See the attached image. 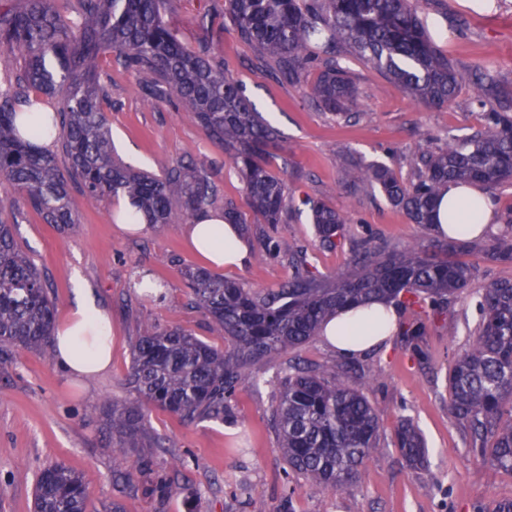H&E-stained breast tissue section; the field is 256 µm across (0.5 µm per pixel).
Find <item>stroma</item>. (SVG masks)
Wrapping results in <instances>:
<instances>
[{
  "instance_id": "obj_1",
  "label": "stroma",
  "mask_w": 512,
  "mask_h": 512,
  "mask_svg": "<svg viewBox=\"0 0 512 512\" xmlns=\"http://www.w3.org/2000/svg\"><path fill=\"white\" fill-rule=\"evenodd\" d=\"M421 15L436 48L463 77L455 100L443 107L426 105L347 53L339 62L355 81L358 106L355 119L340 124L307 102L300 87L281 82L259 62L225 15L224 0H170L165 7L163 19L178 40L190 48L209 42L212 56L279 128L288 150L273 152L268 166L287 178L299 205L279 231L289 244L306 249L321 274L346 271L352 246L368 237L391 248L429 247L439 239L434 227L410 223L378 186L343 187L347 164L383 163L410 183L421 150H438L443 136L462 138L482 128L475 74L490 71L512 92V0H493L486 10L475 8L473 0H424ZM102 69L112 76L108 118L125 163L159 175L173 161L193 158L211 175L219 201H233L247 211L243 184L221 146L207 140L183 110L145 99L137 78L114 55H104ZM71 195L79 216L74 230L45 223L22 201L15 212V237L40 270L59 312L81 296L108 311L112 366L77 383L53 358L33 352H16L12 362L0 364V512H33L39 472L53 463L82 476L89 493L86 512H100L102 501L115 497L125 512H284L288 503L293 512H492L497 502L512 500V473L473 459L467 431L448 414V368L468 348L480 322L476 291L450 304V322L430 325L424 338L426 364L412 360L395 338L387 350L356 358L347 380L381 412L382 453L347 490L320 496L303 476L287 473L270 426L279 393L275 363L260 370L258 382H246L237 391L235 423H185L150 409L149 426L168 447L167 453L154 455L153 468L175 478L178 492L161 500L146 492V474L121 477L98 418L112 402L130 396L126 378L141 324L179 326L217 347L225 340L210 332L182 275L186 267L204 264L186 242V221L129 232L115 219L116 198L87 203L76 182ZM308 198L325 200L345 217L341 246L319 247L304 204ZM262 230L253 225L246 236L243 266L218 269V276L259 288L287 281L288 262L261 257ZM141 272L162 282V299L134 292L131 284ZM404 417L425 439V469L407 467L393 446Z\"/></svg>"
}]
</instances>
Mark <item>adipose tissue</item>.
<instances>
[{"label": "adipose tissue", "mask_w": 512, "mask_h": 512, "mask_svg": "<svg viewBox=\"0 0 512 512\" xmlns=\"http://www.w3.org/2000/svg\"><path fill=\"white\" fill-rule=\"evenodd\" d=\"M494 207L480 185L449 186L438 207L437 232L471 239L487 230ZM191 248L216 266L242 265L246 250L225 224L221 212H211L187 227ZM394 305L375 302L339 311L321 334L324 345L343 357H356L387 346L395 331ZM112 323L108 311L89 301L71 306L55 330V362L69 377H86L112 363Z\"/></svg>", "instance_id": "1"}]
</instances>
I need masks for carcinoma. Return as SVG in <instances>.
<instances>
[{
  "instance_id": "obj_1",
  "label": "carcinoma",
  "mask_w": 512,
  "mask_h": 512,
  "mask_svg": "<svg viewBox=\"0 0 512 512\" xmlns=\"http://www.w3.org/2000/svg\"><path fill=\"white\" fill-rule=\"evenodd\" d=\"M164 3L77 0L76 22L59 12L55 0H12L0 10V52L20 58L13 78L0 86V185L18 193L0 197V362L17 350L52 353L57 314L39 272L16 243L11 218L18 198L62 231L78 223L71 181L81 184L88 201L127 198L153 227L178 215L195 218L216 202L211 176L190 160L179 159L156 176L114 155L107 118L112 77L102 75L99 65L104 53L113 52L139 78L144 96L174 102L224 147L257 223L268 227L262 257H287L293 267L277 289L228 280L202 267L185 270L197 307L228 347H214L179 327L142 323L127 377L135 399L112 405L99 418L112 442L113 463L142 471L150 461L129 463L127 449L166 450L147 427L146 406L190 423H232V397L249 371L280 360L283 384L271 421L284 460L316 493L342 491L381 452L380 413L344 380L354 363L303 364L283 357L320 335L323 322L338 310L387 301L412 310L399 335L405 351L423 361L428 322L445 319L448 305L475 280L458 254L479 248L488 260L511 264L512 216L500 235L480 245L450 239L431 250L407 245L386 253L363 240L351 249L350 273L318 275L306 254L291 252L278 232L290 213L288 184L268 168L270 149L284 148L279 129L254 110L209 46L195 51L178 41L163 20ZM419 8L420 0H224L238 36L274 74L340 118L357 102L355 84L336 60L343 48L425 104L443 106L455 98L461 75L435 47ZM316 64L321 70L310 84L306 73ZM476 83L479 101L488 107L483 129L436 152L421 151L415 182L404 185L384 164L353 162L344 170L345 184H377L410 223L427 226L435 223L448 184L477 182L493 189L511 181L512 93L488 73L476 76ZM45 99L55 107L38 131L60 142L64 171L57 153L32 144L19 122L20 106ZM306 204L320 245L336 246L344 216L322 200ZM223 215L224 223L249 233L233 203L224 204ZM478 307L479 330L448 370V413L469 434L474 458L512 473V279L483 288ZM394 446L410 468L424 467L427 448L412 421L400 420ZM87 499L82 477L54 463L39 475L34 512H86Z\"/></svg>"
}]
</instances>
